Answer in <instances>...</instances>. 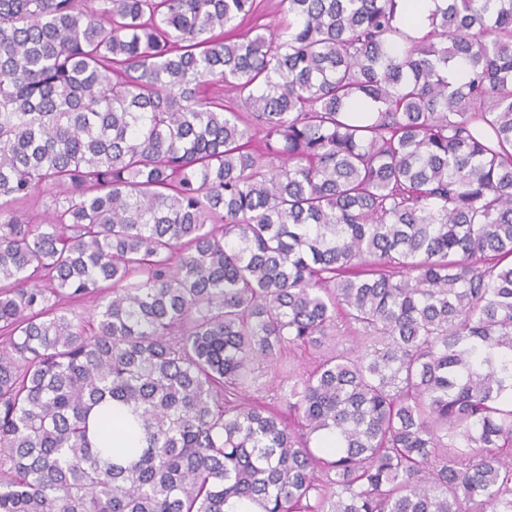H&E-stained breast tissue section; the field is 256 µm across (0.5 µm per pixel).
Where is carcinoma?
<instances>
[{
    "mask_svg": "<svg viewBox=\"0 0 512 512\" xmlns=\"http://www.w3.org/2000/svg\"><path fill=\"white\" fill-rule=\"evenodd\" d=\"M396 6L0 0V512H512V0ZM442 0H397V13L400 17L412 16L404 23V28L413 37L421 38L430 29L428 16ZM263 372V376L260 378V384L262 383V387L259 391H256L255 389H252L249 391L247 395H249V399L251 401H266V402H273L275 400L274 396L276 394V391H274V388L278 381L271 382L273 380V377L275 375L274 367H266V364L262 366L261 369ZM265 373V374H264ZM127 411L123 408L112 412V454L117 462H121L127 456L129 448H141L139 437L128 431L123 423Z\"/></svg>",
    "mask_w": 512,
    "mask_h": 512,
    "instance_id": "1",
    "label": "carcinoma"
}]
</instances>
